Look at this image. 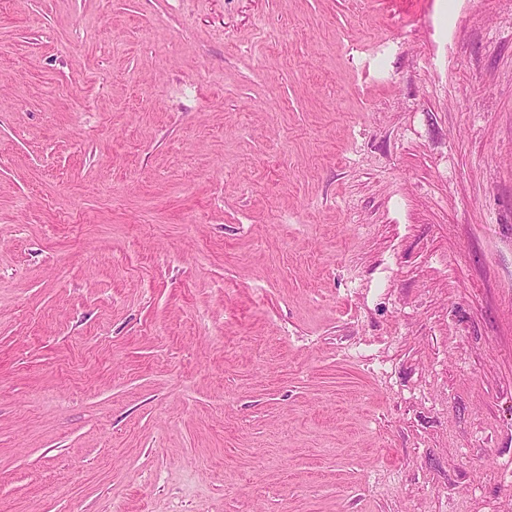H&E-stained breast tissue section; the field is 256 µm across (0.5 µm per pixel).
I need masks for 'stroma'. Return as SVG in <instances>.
I'll list each match as a JSON object with an SVG mask.
<instances>
[{
  "instance_id": "stroma-1",
  "label": "stroma",
  "mask_w": 512,
  "mask_h": 512,
  "mask_svg": "<svg viewBox=\"0 0 512 512\" xmlns=\"http://www.w3.org/2000/svg\"><path fill=\"white\" fill-rule=\"evenodd\" d=\"M0 512H512V0H0Z\"/></svg>"
}]
</instances>
